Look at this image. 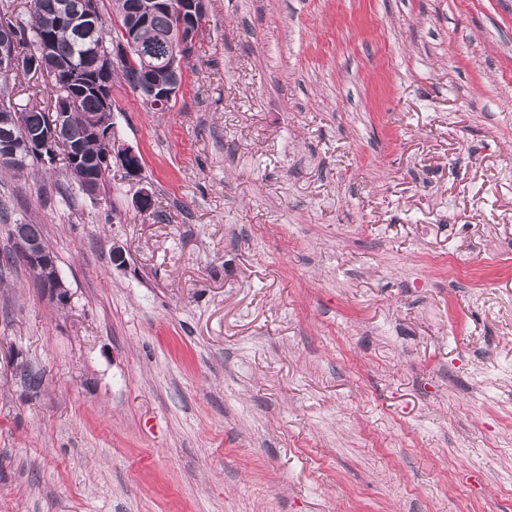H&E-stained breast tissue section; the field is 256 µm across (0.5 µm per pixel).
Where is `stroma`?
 I'll return each instance as SVG.
<instances>
[{
	"mask_svg": "<svg viewBox=\"0 0 512 512\" xmlns=\"http://www.w3.org/2000/svg\"><path fill=\"white\" fill-rule=\"evenodd\" d=\"M207 13L138 176L0 175V512H512V0ZM22 226L24 229V234L16 235L13 232V235L18 240L17 254L23 250V247L27 241L28 243L22 252V256H19L17 261L21 262L28 269L32 270L31 277L39 288H43V290L48 294H51L53 298L62 300L65 297L66 290L59 274H57L58 280L49 279L47 276V273L52 266V259L47 251L52 255L55 263L56 256L43 238V229L41 225L23 224ZM37 240L43 243L47 251Z\"/></svg>",
	"mask_w": 512,
	"mask_h": 512,
	"instance_id": "stroma-1",
	"label": "stroma"
}]
</instances>
